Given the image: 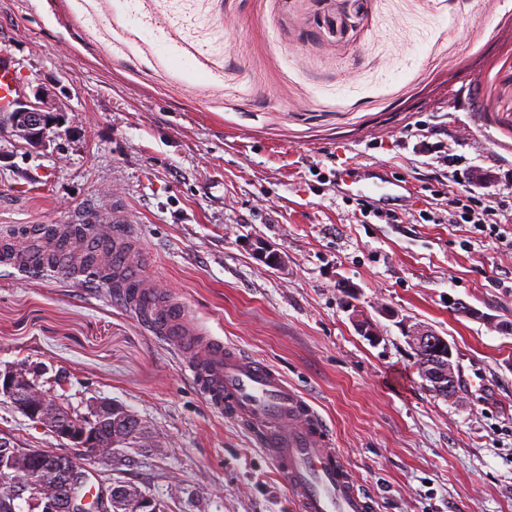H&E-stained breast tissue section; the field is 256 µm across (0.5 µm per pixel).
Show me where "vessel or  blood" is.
Returning a JSON list of instances; mask_svg holds the SVG:
<instances>
[{"label":"vessel or blood","instance_id":"1","mask_svg":"<svg viewBox=\"0 0 512 512\" xmlns=\"http://www.w3.org/2000/svg\"><path fill=\"white\" fill-rule=\"evenodd\" d=\"M0 267L40 274L66 273L71 279L112 285L124 278L126 306L183 361L208 406L242 425L276 465L298 512H372L333 434L307 398L271 366L225 345L223 337L190 326L183 307L145 287L141 255L121 228L107 231L91 224H45L17 247L0 238Z\"/></svg>","mask_w":512,"mask_h":512}]
</instances>
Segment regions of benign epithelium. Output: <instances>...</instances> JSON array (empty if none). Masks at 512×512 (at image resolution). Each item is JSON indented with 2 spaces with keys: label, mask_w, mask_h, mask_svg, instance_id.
<instances>
[{
  "label": "benign epithelium",
  "mask_w": 512,
  "mask_h": 512,
  "mask_svg": "<svg viewBox=\"0 0 512 512\" xmlns=\"http://www.w3.org/2000/svg\"><path fill=\"white\" fill-rule=\"evenodd\" d=\"M61 110L49 99L46 91H37L34 98L17 99L8 115V123L20 138L31 145L43 143L47 132L60 122ZM254 251L270 267L283 270L284 256L265 242H255ZM448 306L458 315L479 319L492 328L502 324L471 305L456 299H448ZM349 319L354 329L368 340H379L377 324L361 309L350 304ZM403 335L413 349L419 351L426 345L436 346L435 357L418 363L417 371L426 386L440 394H451L456 383L452 345L446 338L410 320L400 322ZM43 367L25 363L0 365V399H5L35 427L66 441L69 451L78 453L69 466L73 481L59 491L41 489L31 501L39 512H96V500L87 493L92 467L110 468L121 457L123 449L100 436L101 419L112 414H121L126 408L111 400H96L85 413L74 412L56 393L46 390L39 382ZM0 455L16 460L20 457L50 458V453L40 448H21L6 433L0 434ZM33 472L25 465H15L0 470V512H16L17 495L32 485Z\"/></svg>",
  "instance_id": "7a95c632"
}]
</instances>
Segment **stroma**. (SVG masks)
Wrapping results in <instances>:
<instances>
[{
    "mask_svg": "<svg viewBox=\"0 0 512 512\" xmlns=\"http://www.w3.org/2000/svg\"><path fill=\"white\" fill-rule=\"evenodd\" d=\"M1 50L18 92L48 90L64 119L40 146L0 127V236L123 213L147 286L304 393L375 512H512V249L450 223L447 201L481 167L482 201L512 215V0H0ZM448 154L454 176L432 180ZM372 166L399 186L397 222L357 205ZM402 317L483 392H431ZM21 361L75 410L114 400L165 437L99 481L163 512H292L272 460L115 289L0 268V362ZM0 432L63 446L7 402ZM347 311H351L349 319L354 329L362 336H365L370 342L379 340V330L377 324L361 309L358 305L350 304Z\"/></svg>",
    "mask_w": 512,
    "mask_h": 512,
    "instance_id": "35a3bbf8",
    "label": "stroma"
}]
</instances>
